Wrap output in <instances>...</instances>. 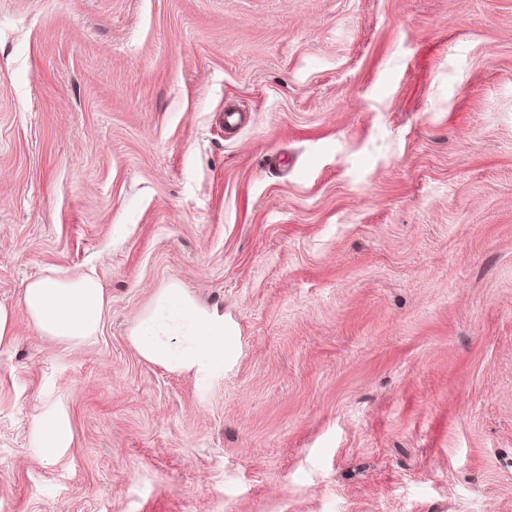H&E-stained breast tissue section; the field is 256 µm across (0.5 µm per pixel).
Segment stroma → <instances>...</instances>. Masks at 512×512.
Segmentation results:
<instances>
[{
  "label": "stroma",
  "instance_id": "obj_1",
  "mask_svg": "<svg viewBox=\"0 0 512 512\" xmlns=\"http://www.w3.org/2000/svg\"><path fill=\"white\" fill-rule=\"evenodd\" d=\"M171 282L223 370L132 346ZM1 302L0 512H512V0H0ZM22 305L34 327L65 349L98 335L110 299L94 272L72 277L44 275L27 283ZM70 438V431L58 415L49 414L44 419V426L38 435L40 448L50 455L57 448L65 447Z\"/></svg>",
  "mask_w": 512,
  "mask_h": 512
}]
</instances>
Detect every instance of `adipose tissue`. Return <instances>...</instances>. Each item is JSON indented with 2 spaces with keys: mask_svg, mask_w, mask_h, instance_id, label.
Returning a JSON list of instances; mask_svg holds the SVG:
<instances>
[{
  "mask_svg": "<svg viewBox=\"0 0 512 512\" xmlns=\"http://www.w3.org/2000/svg\"><path fill=\"white\" fill-rule=\"evenodd\" d=\"M21 302L42 336L72 349L97 336L110 299L91 272L37 277L23 289ZM130 340L142 358L175 372L195 374L223 369L234 348L223 315L202 307L175 283L158 290Z\"/></svg>",
  "mask_w": 512,
  "mask_h": 512,
  "instance_id": "obj_1",
  "label": "adipose tissue"
}]
</instances>
